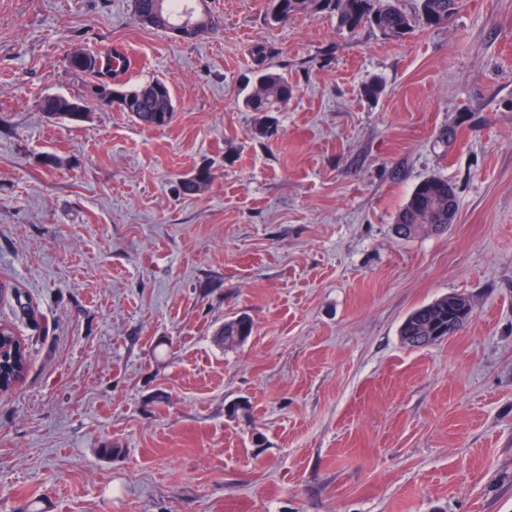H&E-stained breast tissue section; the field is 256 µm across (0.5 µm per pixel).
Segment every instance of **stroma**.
Segmentation results:
<instances>
[{"label": "stroma", "mask_w": 512, "mask_h": 512, "mask_svg": "<svg viewBox=\"0 0 512 512\" xmlns=\"http://www.w3.org/2000/svg\"><path fill=\"white\" fill-rule=\"evenodd\" d=\"M206 4L222 29L184 41L132 0H0V322L29 351L0 512H512V0L401 40ZM264 41L294 85L268 138L242 105ZM112 48L126 87L170 85L169 125L41 112L91 96L67 54ZM432 175L455 222L399 237ZM449 294L465 327L403 344ZM471 305L462 295H446L415 308L403 321L400 336L407 345L420 348L442 338L424 341L423 336H448L454 330L451 321H461L457 331L469 321ZM429 340V341H428ZM251 319L246 316H239L227 319L220 331L221 341L224 348H234L244 342L252 333Z\"/></svg>", "instance_id": "1"}]
</instances>
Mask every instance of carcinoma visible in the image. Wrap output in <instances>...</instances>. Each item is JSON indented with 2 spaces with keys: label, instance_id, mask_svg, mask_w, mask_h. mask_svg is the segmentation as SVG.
<instances>
[{
  "label": "carcinoma",
  "instance_id": "cac0c4a2",
  "mask_svg": "<svg viewBox=\"0 0 512 512\" xmlns=\"http://www.w3.org/2000/svg\"><path fill=\"white\" fill-rule=\"evenodd\" d=\"M192 0H133L134 14L142 19L156 10L169 25L193 17ZM461 0H419L418 15L412 17L399 6V0H272L270 21L279 24L295 14L312 8L336 13L338 27L352 34L364 28L378 31L389 39L405 37L417 22L426 28L448 24L456 13ZM251 56L257 67L253 87L243 99L249 112L264 114L279 112L293 95V85L288 77L271 70L265 62L274 54L268 43H256ZM84 60L72 63V69L93 78V85L116 79L126 70L121 64L123 53L117 49L105 55L86 52ZM142 127L147 129L169 125L173 119V96L167 82L153 80L132 89V99L122 108ZM458 200L452 185L440 176H431L416 185L399 209L395 218L397 235L409 239L424 234L429 224L448 225L454 222ZM471 316L469 300L462 295H446L415 308L403 321L400 336L407 345L420 348L432 344L430 336L448 335V323L459 321L464 326ZM251 319L239 316L224 321L220 331L224 347L234 348L252 333ZM0 348L5 353L17 349V358L5 360L0 367V392L7 393L25 377L28 368L27 345L17 337L13 327L6 323L0 331Z\"/></svg>",
  "mask_w": 512,
  "mask_h": 512
}]
</instances>
